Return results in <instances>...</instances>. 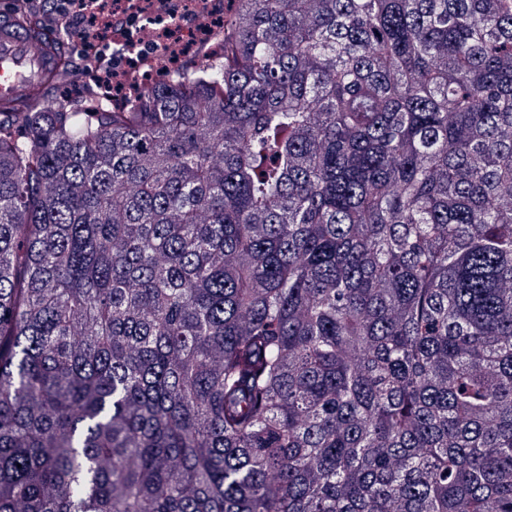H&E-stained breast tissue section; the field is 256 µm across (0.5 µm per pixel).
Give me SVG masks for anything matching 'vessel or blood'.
Returning a JSON list of instances; mask_svg holds the SVG:
<instances>
[{"mask_svg":"<svg viewBox=\"0 0 512 512\" xmlns=\"http://www.w3.org/2000/svg\"><path fill=\"white\" fill-rule=\"evenodd\" d=\"M51 35L10 10H0V107L20 109L49 85L70 79Z\"/></svg>","mask_w":512,"mask_h":512,"instance_id":"vessel-or-blood-1","label":"vessel or blood"}]
</instances>
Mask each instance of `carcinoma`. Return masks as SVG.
I'll use <instances>...</instances> for the list:
<instances>
[{
	"label": "carcinoma",
	"mask_w": 512,
	"mask_h": 512,
	"mask_svg": "<svg viewBox=\"0 0 512 512\" xmlns=\"http://www.w3.org/2000/svg\"><path fill=\"white\" fill-rule=\"evenodd\" d=\"M220 37L0 117V512H512V0Z\"/></svg>",
	"instance_id": "1"
}]
</instances>
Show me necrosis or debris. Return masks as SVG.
<instances>
[{"label":"necrosis or debris","mask_w":512,"mask_h":512,"mask_svg":"<svg viewBox=\"0 0 512 512\" xmlns=\"http://www.w3.org/2000/svg\"><path fill=\"white\" fill-rule=\"evenodd\" d=\"M137 6L139 11L126 35L114 38L122 48L126 42L135 43V51L129 53L123 49L120 61L103 63L94 70L87 69L80 56H71L69 64L77 77L72 92H79L82 81L92 79L97 82L103 99L118 107L125 100L115 95L116 87L149 81L173 66L195 64L200 44H207L210 55L223 54L224 42L211 35L210 27L223 19L224 0H182L184 10L193 16L189 23L172 18L164 0H138ZM200 15L207 17V25L197 23Z\"/></svg>","instance_id":"obj_1"}]
</instances>
